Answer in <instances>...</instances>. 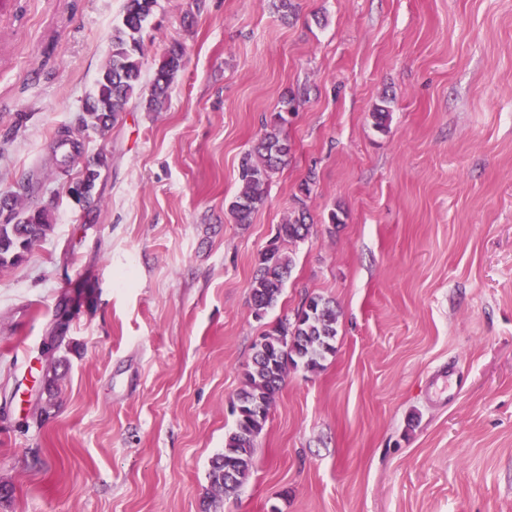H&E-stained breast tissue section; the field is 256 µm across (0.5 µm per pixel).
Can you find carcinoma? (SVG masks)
<instances>
[{"label":"carcinoma","instance_id":"obj_1","mask_svg":"<svg viewBox=\"0 0 512 512\" xmlns=\"http://www.w3.org/2000/svg\"><path fill=\"white\" fill-rule=\"evenodd\" d=\"M158 0H126L120 23L112 28L111 53L99 73L95 89L85 104L81 125L57 131L51 161L56 169L68 173L78 154L84 132L103 137L120 113L127 111L130 100L141 89L143 35L153 21ZM185 65L182 44H171L156 63L155 74L145 108L160 112L165 108L167 91ZM292 99L283 101V110L273 113L270 130L255 148L246 152L239 163V190L230 203V212L239 224L249 223L253 213L264 203L273 174L288 156L287 142L280 138V126L292 112ZM107 166L103 155L81 167L76 180L86 190L83 210L89 214L100 202L98 182L101 168ZM302 209L277 225L269 247L257 259V269L250 285V302L255 317L266 315L282 293L293 259L282 252L280 243L303 241L311 234ZM53 230V216L46 207L27 205L17 191L0 194V265L21 260L31 247ZM338 315L331 301L308 297L293 317L274 324L254 345L252 364L245 372L244 387L236 396L234 429L224 439V451L211 461L210 502L234 492L249 476L253 467L255 438L262 432L269 411L290 369L302 367L315 371L322 367L326 354L334 351Z\"/></svg>","mask_w":512,"mask_h":512}]
</instances>
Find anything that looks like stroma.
<instances>
[{"mask_svg": "<svg viewBox=\"0 0 512 512\" xmlns=\"http://www.w3.org/2000/svg\"><path fill=\"white\" fill-rule=\"evenodd\" d=\"M277 3L159 0L139 95L82 139L108 158L88 217L52 140L125 0H0V192L32 175L54 213L0 267V512H203L255 343L312 295L335 352L289 371L219 512H512V0ZM290 93L286 161L236 223L239 159ZM301 207L255 319L258 256ZM184 65V47L175 42L168 47L156 63L150 95L144 104L147 111L160 112L165 108L168 88ZM306 212L299 209L288 217L284 224H278L269 247L257 259V269L250 285V302L254 318H264L269 308L278 300L288 278L293 259L282 252L280 243L303 241L311 234L312 224H307ZM267 253L270 254L267 256Z\"/></svg>", "mask_w": 512, "mask_h": 512, "instance_id": "obj_1", "label": "stroma"}]
</instances>
